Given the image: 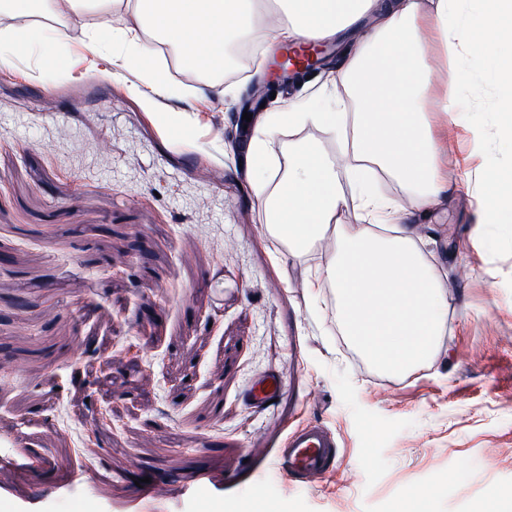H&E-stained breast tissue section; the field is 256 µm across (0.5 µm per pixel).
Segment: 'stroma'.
Here are the masks:
<instances>
[{
  "label": "stroma",
  "instance_id": "stroma-1",
  "mask_svg": "<svg viewBox=\"0 0 512 512\" xmlns=\"http://www.w3.org/2000/svg\"><path fill=\"white\" fill-rule=\"evenodd\" d=\"M471 38L456 121L443 76L424 104L453 192L411 219L448 308L427 359L399 371L346 335L333 289L306 287L329 251L291 255L263 224L227 142L244 103L222 82L172 50L155 59L171 90L149 100L137 73L72 46L0 71V512H496L512 490V217L477 218L512 191V141ZM333 50L269 111L321 92ZM172 109L183 126L159 121ZM268 376L280 390L255 402ZM308 424L338 464L295 480L274 465Z\"/></svg>",
  "mask_w": 512,
  "mask_h": 512
}]
</instances>
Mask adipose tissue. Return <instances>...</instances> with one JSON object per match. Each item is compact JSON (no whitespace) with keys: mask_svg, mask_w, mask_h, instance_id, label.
<instances>
[{"mask_svg":"<svg viewBox=\"0 0 512 512\" xmlns=\"http://www.w3.org/2000/svg\"><path fill=\"white\" fill-rule=\"evenodd\" d=\"M460 0H275L273 12L259 0H0V14L14 24L0 28V67L11 51H31L55 42L52 28L17 26L35 14L81 17L80 46L115 50V77L140 67L150 34L175 48L197 73L224 68V52L237 38L261 41L264 52L282 44L305 45L335 37L369 16L378 23L352 41L343 66L324 88L326 105L295 104L267 112L249 140L243 164L269 231L289 249L323 239L345 205L333 162L323 152L293 143L291 173L271 187L262 173L269 142L282 128H321L328 137L351 136L359 176L379 170L411 187L409 203L386 201L361 189V207L372 224H397L447 199L451 192L435 160L441 145L421 110L436 64L427 50L436 40L445 60L447 90L439 100L446 121L455 119L451 60L463 30L488 34L505 52L497 62L502 111L512 113V0H474L461 13ZM335 288L341 324L377 365L404 369L422 361L439 336L448 303L429 275L410 235L379 238L368 232L336 234V249L311 287Z\"/></svg>","mask_w":512,"mask_h":512,"instance_id":"ef3b65f1","label":"adipose tissue"}]
</instances>
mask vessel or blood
Here are the masks:
<instances>
[{
  "instance_id": "b4317fda",
  "label": "vessel or blood",
  "mask_w": 512,
  "mask_h": 512,
  "mask_svg": "<svg viewBox=\"0 0 512 512\" xmlns=\"http://www.w3.org/2000/svg\"><path fill=\"white\" fill-rule=\"evenodd\" d=\"M336 455L337 444L330 434L316 426H305L289 435L276 468L283 474L314 478L332 470Z\"/></svg>"
}]
</instances>
